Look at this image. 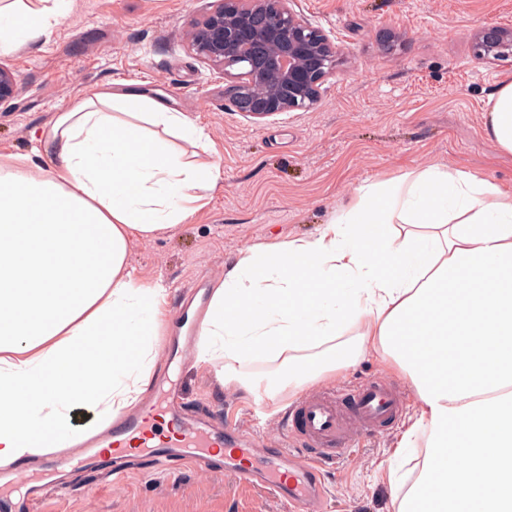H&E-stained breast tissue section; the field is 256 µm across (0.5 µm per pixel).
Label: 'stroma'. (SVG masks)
<instances>
[{
  "label": "stroma",
  "instance_id": "35a3bbf8",
  "mask_svg": "<svg viewBox=\"0 0 512 512\" xmlns=\"http://www.w3.org/2000/svg\"><path fill=\"white\" fill-rule=\"evenodd\" d=\"M214 0H73L43 44L0 54L19 94L0 111V154H33L52 115L85 92L125 81L185 113L209 134L224 183L185 224L134 241L130 262L143 283L169 290L172 350H160L157 381L176 383L184 408L223 428L234 412L243 435L274 443L293 389L256 398L219 384L196 361L181 320L206 307L210 290L246 249L308 235L346 203L364 180L389 179L436 163L487 176L512 190V156L483 131L499 85L512 81V59H474L470 35L483 22L512 27V0H294L340 49L335 76L307 112L252 118L229 105L233 78L187 45L190 23ZM373 378L400 392V419L322 470L319 512H393L389 470L410 479L416 454L399 449L418 411L407 378L373 355L308 393L340 390ZM101 463L64 476V490L42 494V512H290L264 490L230 475L181 465L143 467L114 481Z\"/></svg>",
  "mask_w": 512,
  "mask_h": 512
}]
</instances>
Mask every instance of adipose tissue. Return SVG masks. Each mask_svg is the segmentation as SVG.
<instances>
[{"label":"adipose tissue","mask_w":512,"mask_h":512,"mask_svg":"<svg viewBox=\"0 0 512 512\" xmlns=\"http://www.w3.org/2000/svg\"><path fill=\"white\" fill-rule=\"evenodd\" d=\"M71 2L0 0V53L49 38ZM490 102L484 133L512 155V82ZM179 140L207 145L141 89L100 88L43 128L46 167L0 156V465L46 434L76 446L74 408L107 421L150 386L167 290L136 284L131 244L187 223L224 178ZM362 347L420 402L399 445L425 447L424 469L395 512H512V190L444 164L364 181L311 235L248 249L211 292L197 360L272 398L244 362L301 390Z\"/></svg>","instance_id":"1"}]
</instances>
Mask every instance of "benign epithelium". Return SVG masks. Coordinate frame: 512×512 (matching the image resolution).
I'll return each instance as SVG.
<instances>
[{"label": "benign epithelium", "instance_id": "obj_1", "mask_svg": "<svg viewBox=\"0 0 512 512\" xmlns=\"http://www.w3.org/2000/svg\"><path fill=\"white\" fill-rule=\"evenodd\" d=\"M293 0H216L191 28L193 52L223 72L243 69L231 98L238 112L263 118L307 111L335 74L338 48L292 8ZM473 57L512 58V27L480 25L471 37ZM15 73L0 65V107L16 96Z\"/></svg>", "mask_w": 512, "mask_h": 512}]
</instances>
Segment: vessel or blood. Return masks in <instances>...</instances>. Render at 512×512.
<instances>
[{
	"label": "vessel or blood",
	"instance_id": "1",
	"mask_svg": "<svg viewBox=\"0 0 512 512\" xmlns=\"http://www.w3.org/2000/svg\"><path fill=\"white\" fill-rule=\"evenodd\" d=\"M181 400L177 389L164 392L162 402L166 403L169 414L165 426L170 437L141 448L139 456L151 458L160 466L184 462L200 470L229 471L241 485H261L268 493L285 501L291 512H311L321 494V466L354 446L351 423H359L364 430L375 432L382 425L397 421L401 412L396 389L377 379L335 393L300 396L287 415L284 427L292 442L305 447V457L294 463L287 449L276 448L265 453L264 464L259 467L250 461L245 448L224 459H216L213 450L219 447V438L209 433L204 422L186 416L181 410ZM157 405L153 401L146 402L140 412L113 420L107 435L86 441L81 457L51 452L37 455L35 465L14 466L0 476V488L9 491L48 474L60 475L93 465L98 448L107 445L112 448L109 466L113 476L118 480L125 478L135 458L129 454L126 443L134 436L153 433Z\"/></svg>",
	"mask_w": 512,
	"mask_h": 512
}]
</instances>
